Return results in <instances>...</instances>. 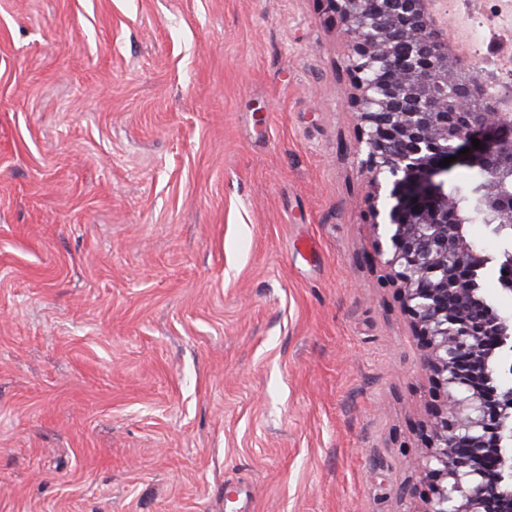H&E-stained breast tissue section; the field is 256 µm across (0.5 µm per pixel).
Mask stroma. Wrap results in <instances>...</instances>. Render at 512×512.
I'll use <instances>...</instances> for the list:
<instances>
[{
  "instance_id": "obj_1",
  "label": "stroma",
  "mask_w": 512,
  "mask_h": 512,
  "mask_svg": "<svg viewBox=\"0 0 512 512\" xmlns=\"http://www.w3.org/2000/svg\"><path fill=\"white\" fill-rule=\"evenodd\" d=\"M349 85L318 0H0V512H416Z\"/></svg>"
}]
</instances>
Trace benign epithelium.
Returning <instances> with one entry per match:
<instances>
[{"label": "benign epithelium", "instance_id": "7a95c632", "mask_svg": "<svg viewBox=\"0 0 512 512\" xmlns=\"http://www.w3.org/2000/svg\"><path fill=\"white\" fill-rule=\"evenodd\" d=\"M319 2L348 42L353 154L368 179L377 253L439 399L415 459L425 487L419 512H512V455L502 446L512 387L499 382L512 324L478 297L490 258L448 202L452 167L479 164L480 208L512 230V88L491 101L481 80L461 78L437 0ZM474 138L483 148H473Z\"/></svg>", "mask_w": 512, "mask_h": 512}]
</instances>
